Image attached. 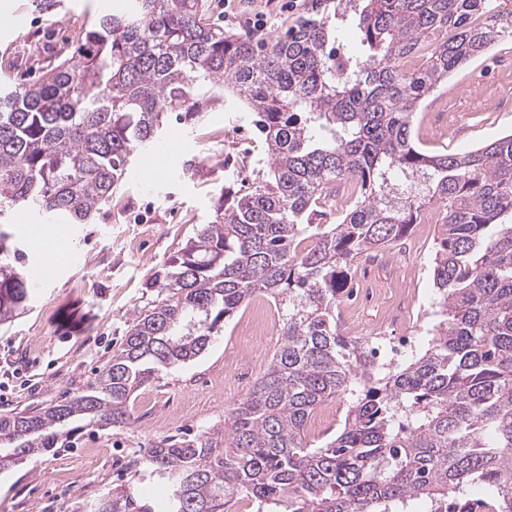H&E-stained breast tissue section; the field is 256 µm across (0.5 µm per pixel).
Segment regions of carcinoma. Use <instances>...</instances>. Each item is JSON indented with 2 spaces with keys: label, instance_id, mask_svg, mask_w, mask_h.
Here are the masks:
<instances>
[{
  "label": "carcinoma",
  "instance_id": "obj_1",
  "mask_svg": "<svg viewBox=\"0 0 512 512\" xmlns=\"http://www.w3.org/2000/svg\"><path fill=\"white\" fill-rule=\"evenodd\" d=\"M207 0H129L97 18L75 55L34 84L0 87V322L25 309L33 273L1 225L14 212L88 224L168 112L193 120L229 91L254 113L267 165L224 189L206 224L147 283L121 347L87 391L0 416V471L69 438L70 425L130 422L131 396L208 348L256 296L283 312L282 342L230 426L142 449L166 485L164 512H512V133L462 154L415 146L421 101L495 44L512 41V0H309L278 35L207 22ZM355 26L362 50L335 46ZM446 36L424 67L401 62ZM358 192L336 224L322 204ZM438 212V297L427 348L403 366L343 334L336 308L353 262ZM340 395L342 430L307 425ZM85 512H155L112 489Z\"/></svg>",
  "mask_w": 512,
  "mask_h": 512
}]
</instances>
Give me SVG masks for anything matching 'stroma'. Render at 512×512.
Instances as JSON below:
<instances>
[{
    "mask_svg": "<svg viewBox=\"0 0 512 512\" xmlns=\"http://www.w3.org/2000/svg\"><path fill=\"white\" fill-rule=\"evenodd\" d=\"M106 0H72L69 12L28 13L27 24L0 42V69L11 66L13 82H35L28 69L30 48H39L44 65L71 57L74 33L103 12ZM307 0H231L220 14L209 0L210 23L247 27L264 16L275 32L296 21ZM481 83L486 108L460 114L473 83ZM458 113L447 136L435 133L445 115ZM252 112L224 97L209 103L196 121L164 117L161 141L138 152L106 210L87 224L65 227L68 248L55 277L34 288L27 308L0 324V416L29 413L85 392L121 344L133 314L146 296L144 285L185 245L196 226L207 223L224 186L250 184L254 169L267 161V145ZM512 133V42L493 47L480 60L448 78L423 100L413 116L416 146L428 153L465 152ZM436 225H412L402 237L409 256L395 257V244L359 257L351 288L339 307L367 302L369 279L388 282L379 310L390 321L360 325L340 317L350 337L385 338L423 348L434 325L437 297L430 271ZM251 306L226 321L208 349L188 364L162 372L130 401L131 421L120 428L89 425L66 448L29 457L0 472V512H84L91 499L125 486L152 493L128 466L138 451L169 436H194L222 422L224 412L243 401L269 366L281 343L271 333L254 347L255 363L240 359V332ZM349 401L340 396L319 407L307 429L311 443L332 437L344 424ZM95 468L85 483L83 461Z\"/></svg>",
    "mask_w": 512,
    "mask_h": 512,
    "instance_id": "35a3bbf8",
    "label": "stroma"
}]
</instances>
